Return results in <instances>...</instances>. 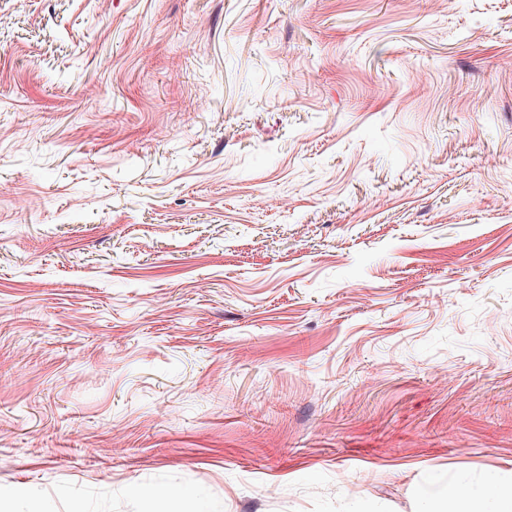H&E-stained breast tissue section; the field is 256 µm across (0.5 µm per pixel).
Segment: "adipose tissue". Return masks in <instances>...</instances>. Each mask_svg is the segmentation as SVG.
Masks as SVG:
<instances>
[{
    "label": "adipose tissue",
    "mask_w": 512,
    "mask_h": 512,
    "mask_svg": "<svg viewBox=\"0 0 512 512\" xmlns=\"http://www.w3.org/2000/svg\"><path fill=\"white\" fill-rule=\"evenodd\" d=\"M418 512H512V484L493 476L477 483L436 480L421 491Z\"/></svg>",
    "instance_id": "adipose-tissue-1"
}]
</instances>
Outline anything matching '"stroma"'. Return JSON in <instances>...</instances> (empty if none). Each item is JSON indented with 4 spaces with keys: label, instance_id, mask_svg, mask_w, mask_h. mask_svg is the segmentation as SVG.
<instances>
[{
    "label": "stroma",
    "instance_id": "stroma-1",
    "mask_svg": "<svg viewBox=\"0 0 512 512\" xmlns=\"http://www.w3.org/2000/svg\"><path fill=\"white\" fill-rule=\"evenodd\" d=\"M490 471L512 0H0V512Z\"/></svg>",
    "mask_w": 512,
    "mask_h": 512
}]
</instances>
